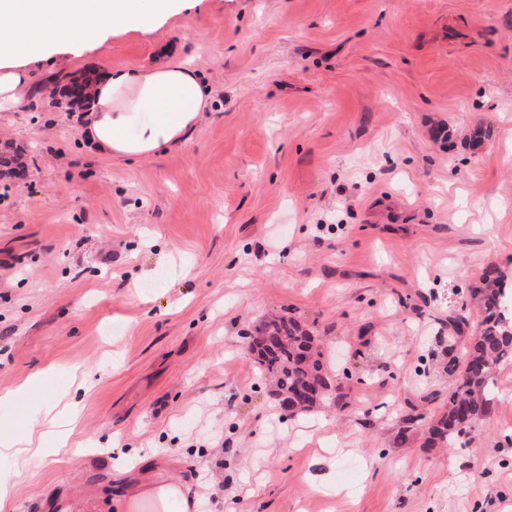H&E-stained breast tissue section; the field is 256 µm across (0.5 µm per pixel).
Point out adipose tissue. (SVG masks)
I'll return each instance as SVG.
<instances>
[{
    "label": "adipose tissue",
    "instance_id": "adipose-tissue-1",
    "mask_svg": "<svg viewBox=\"0 0 512 512\" xmlns=\"http://www.w3.org/2000/svg\"><path fill=\"white\" fill-rule=\"evenodd\" d=\"M189 0H0V112L20 111L46 51H92L114 27L149 31ZM212 102L177 57L111 70L89 84L80 134L99 154L139 160L182 142Z\"/></svg>",
    "mask_w": 512,
    "mask_h": 512
}]
</instances>
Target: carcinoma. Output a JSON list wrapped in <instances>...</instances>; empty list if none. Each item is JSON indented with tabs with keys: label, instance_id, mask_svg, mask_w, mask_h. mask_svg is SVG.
<instances>
[{
	"label": "carcinoma",
	"instance_id": "1",
	"mask_svg": "<svg viewBox=\"0 0 512 512\" xmlns=\"http://www.w3.org/2000/svg\"><path fill=\"white\" fill-rule=\"evenodd\" d=\"M470 297L479 304L482 318L468 337L464 360L451 354L453 345H448V376L455 383L448 403L428 427V443L433 446L457 441L489 416L495 400L496 367L512 362V323L505 324L508 317L502 310L501 270L495 265L486 267L470 288ZM257 335L276 339L273 348L258 351L256 368L261 378L275 384L277 392L291 396L318 384L325 388L323 395L305 402L300 410L320 402L343 405L345 393L321 360L316 337L308 328L294 318L281 317L258 326Z\"/></svg>",
	"mask_w": 512,
	"mask_h": 512
}]
</instances>
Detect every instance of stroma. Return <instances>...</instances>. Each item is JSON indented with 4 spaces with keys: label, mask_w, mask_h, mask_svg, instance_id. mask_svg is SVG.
Segmentation results:
<instances>
[{
    "label": "stroma",
    "mask_w": 512,
    "mask_h": 512,
    "mask_svg": "<svg viewBox=\"0 0 512 512\" xmlns=\"http://www.w3.org/2000/svg\"><path fill=\"white\" fill-rule=\"evenodd\" d=\"M172 53L214 91L193 131L91 150L66 86ZM35 80L0 112L25 164L0 166V428L78 412L59 453L0 460L9 512H127L164 479L196 512H512V364L468 436L425 425L449 317L478 323L489 265L512 289V0H199ZM281 316L345 405L281 414L247 352Z\"/></svg>",
    "instance_id": "35a3bbf8"
}]
</instances>
